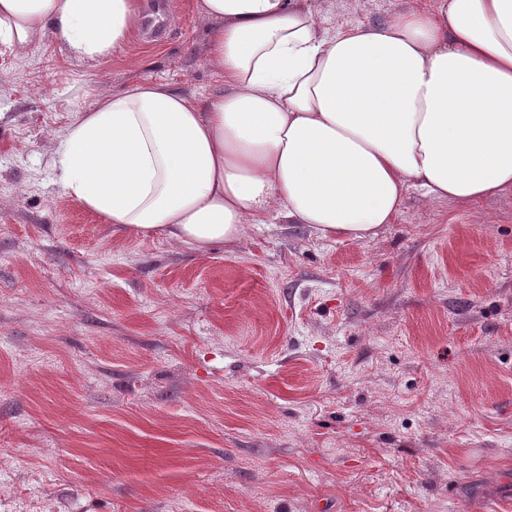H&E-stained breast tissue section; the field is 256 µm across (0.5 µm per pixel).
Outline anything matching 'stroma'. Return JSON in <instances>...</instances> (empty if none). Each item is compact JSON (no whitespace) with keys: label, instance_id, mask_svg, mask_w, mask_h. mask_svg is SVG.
Here are the masks:
<instances>
[{"label":"stroma","instance_id":"1","mask_svg":"<svg viewBox=\"0 0 512 512\" xmlns=\"http://www.w3.org/2000/svg\"><path fill=\"white\" fill-rule=\"evenodd\" d=\"M197 2L142 0L107 60L0 57V512H512V196L414 190L361 241L272 218L203 255L63 196L99 98L223 93Z\"/></svg>","mask_w":512,"mask_h":512}]
</instances>
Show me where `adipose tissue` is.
I'll return each mask as SVG.
<instances>
[{
  "label": "adipose tissue",
  "mask_w": 512,
  "mask_h": 512,
  "mask_svg": "<svg viewBox=\"0 0 512 512\" xmlns=\"http://www.w3.org/2000/svg\"><path fill=\"white\" fill-rule=\"evenodd\" d=\"M223 95L144 82L67 127L61 190L114 230L205 254L277 217L362 240L409 190H512V0H434L377 25H325L310 0H200ZM136 0H0V49L54 37L102 61Z\"/></svg>",
  "instance_id": "adipose-tissue-1"
}]
</instances>
